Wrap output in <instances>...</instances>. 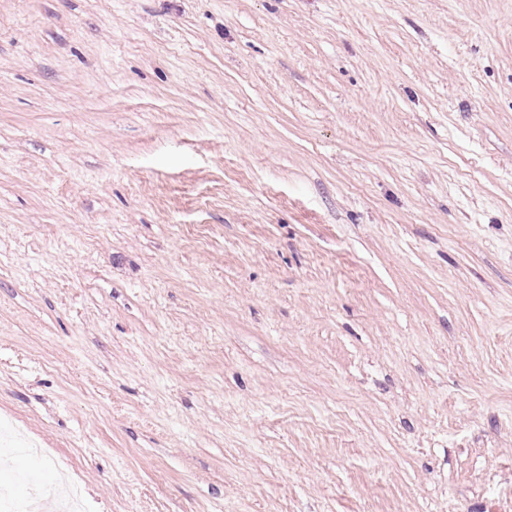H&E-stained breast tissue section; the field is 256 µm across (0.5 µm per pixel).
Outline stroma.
I'll return each mask as SVG.
<instances>
[{
	"label": "stroma",
	"mask_w": 512,
	"mask_h": 512,
	"mask_svg": "<svg viewBox=\"0 0 512 512\" xmlns=\"http://www.w3.org/2000/svg\"><path fill=\"white\" fill-rule=\"evenodd\" d=\"M0 488L512 512V0H0Z\"/></svg>",
	"instance_id": "stroma-1"
}]
</instances>
